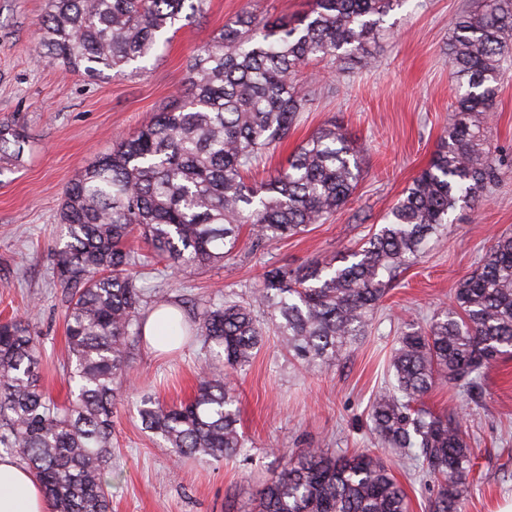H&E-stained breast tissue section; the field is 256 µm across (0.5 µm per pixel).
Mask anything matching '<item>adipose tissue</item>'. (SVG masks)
<instances>
[{
	"label": "adipose tissue",
	"mask_w": 512,
	"mask_h": 512,
	"mask_svg": "<svg viewBox=\"0 0 512 512\" xmlns=\"http://www.w3.org/2000/svg\"><path fill=\"white\" fill-rule=\"evenodd\" d=\"M36 477L10 455L0 456V512H47Z\"/></svg>",
	"instance_id": "1"
}]
</instances>
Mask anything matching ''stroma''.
I'll return each mask as SVG.
<instances>
[{
  "mask_svg": "<svg viewBox=\"0 0 512 512\" xmlns=\"http://www.w3.org/2000/svg\"><path fill=\"white\" fill-rule=\"evenodd\" d=\"M479 0H411L385 17L370 46L371 65L314 62L299 82L317 90L287 142L265 151L251 179L285 166L295 148L327 122L351 134L363 177L347 204L307 232L224 262L179 273L163 269L152 287L202 304L248 299L265 266L292 269L341 256L382 224L405 188L424 169L448 127L455 101L446 44L458 14ZM46 0H0V122L24 127L22 160L0 175V319L28 321L40 341V382L56 402L68 394L66 303L53 283L58 215L67 183L112 149L120 136L164 110L188 84L194 50L241 11L276 21L296 19L310 0H207L206 11L171 39L149 72L88 77L34 51ZM488 129V146L504 164L480 206H462L421 261L401 273L383 298L367 335L335 363L305 369L269 338L235 377L240 429L249 453L174 466L169 448L143 430L136 404L191 398L210 359L190 343L172 353L137 346L136 381L117 405L112 430V512H255L259 491L281 469V448L353 453L371 446L368 414L388 379L394 341L406 321L429 319L450 305L457 283L478 268L493 235H512V57ZM424 402L436 412L463 413L479 453L463 512H512V354L482 379L467 400L445 386ZM404 485L409 512H427L438 483L418 476L409 460L378 449Z\"/></svg>",
  "mask_w": 512,
  "mask_h": 512,
  "instance_id": "stroma-1",
  "label": "stroma"
}]
</instances>
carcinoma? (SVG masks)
<instances>
[{"instance_id": "obj_1", "label": "carcinoma", "mask_w": 512, "mask_h": 512, "mask_svg": "<svg viewBox=\"0 0 512 512\" xmlns=\"http://www.w3.org/2000/svg\"><path fill=\"white\" fill-rule=\"evenodd\" d=\"M409 0H311L296 22L243 11L192 54L185 91L164 112L116 140L111 152L65 187L54 278L68 303L70 399L40 385L39 341L29 323L0 322V449L16 454L44 489L51 512H110L113 410L130 385L132 349L148 313L182 305L152 294L140 268L156 262L203 269L241 246L302 233L346 204L361 176L351 135L318 129L258 189L246 174L258 154L288 138L306 95L294 83L313 60L371 58L383 17ZM206 0H47L37 52L73 71L143 73L169 33L205 13ZM512 51V0H482L456 17L448 37L457 92L448 131L428 166L361 245L298 269L267 266L246 301L208 303L169 318L165 344L191 339L216 350L187 402L141 400L139 416L174 459L245 456L238 394L215 372L238 373L265 343L259 312L281 346L316 369L365 336L398 275L425 254L459 204L483 199L500 176L487 145L488 119ZM23 128L0 124V173L18 162ZM512 352V236H500L462 279L453 304L395 338L391 378L372 403L374 443L439 479L429 512H462L473 448L464 419L435 413L423 398L445 384L471 398L492 362ZM280 472L260 491L259 512H409L389 466L361 452H282Z\"/></svg>"}]
</instances>
